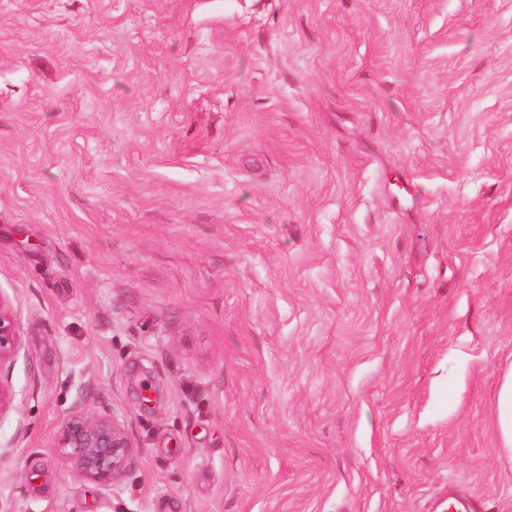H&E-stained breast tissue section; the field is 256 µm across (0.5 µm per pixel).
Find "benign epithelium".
Here are the masks:
<instances>
[{
    "mask_svg": "<svg viewBox=\"0 0 512 512\" xmlns=\"http://www.w3.org/2000/svg\"><path fill=\"white\" fill-rule=\"evenodd\" d=\"M19 350V325L0 295V371L12 364ZM57 448L83 479L105 487L126 474L138 443L116 415L92 414L77 406L59 427Z\"/></svg>",
    "mask_w": 512,
    "mask_h": 512,
    "instance_id": "obj_1",
    "label": "benign epithelium"
}]
</instances>
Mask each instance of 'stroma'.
Instances as JSON below:
<instances>
[{
	"mask_svg": "<svg viewBox=\"0 0 512 512\" xmlns=\"http://www.w3.org/2000/svg\"><path fill=\"white\" fill-rule=\"evenodd\" d=\"M0 295V512H512V0H0ZM20 328L13 311L0 295V373L9 367L20 350ZM498 425L503 447L512 453V370L504 375L500 386ZM56 448L83 479L105 487L126 474L139 446L115 414L76 406L59 427Z\"/></svg>",
	"mask_w": 512,
	"mask_h": 512,
	"instance_id": "stroma-1",
	"label": "stroma"
}]
</instances>
